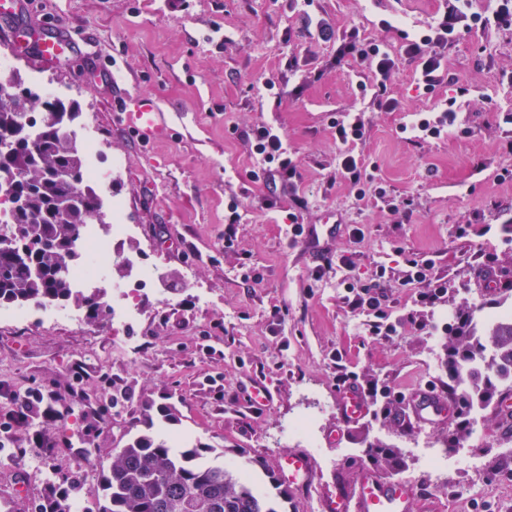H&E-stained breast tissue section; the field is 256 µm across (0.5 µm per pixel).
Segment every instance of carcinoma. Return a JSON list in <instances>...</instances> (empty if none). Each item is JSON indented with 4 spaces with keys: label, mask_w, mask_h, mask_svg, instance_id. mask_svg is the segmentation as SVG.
I'll use <instances>...</instances> for the list:
<instances>
[{
    "label": "carcinoma",
    "mask_w": 512,
    "mask_h": 512,
    "mask_svg": "<svg viewBox=\"0 0 512 512\" xmlns=\"http://www.w3.org/2000/svg\"><path fill=\"white\" fill-rule=\"evenodd\" d=\"M77 117L73 107L28 88L0 98V141L17 144L0 153V190L12 217L0 227V238L8 239L0 246V305L71 304L94 319L106 314L102 289L76 288L70 277V266L80 260L81 230L102 210L99 194L84 182L82 148L65 131ZM443 348L448 394L459 417L456 432L446 437L452 449L470 433L475 409L512 394V384L502 380L512 375V316L482 323L461 311ZM365 453L392 473L406 467L395 444L372 442ZM255 463L245 456L240 467L230 468L209 460L201 448L178 449L167 432L141 434L113 453L94 489L98 512H282L288 489L272 473L269 486H262L252 473Z\"/></svg>",
    "instance_id": "carcinoma-1"
}]
</instances>
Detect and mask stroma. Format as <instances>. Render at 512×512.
<instances>
[{
    "label": "stroma",
    "mask_w": 512,
    "mask_h": 512,
    "mask_svg": "<svg viewBox=\"0 0 512 512\" xmlns=\"http://www.w3.org/2000/svg\"><path fill=\"white\" fill-rule=\"evenodd\" d=\"M445 0H28L0 15V61L11 83L48 86L77 102L75 126L98 145L107 172L103 202L119 200L130 234L118 250L171 272L162 293L134 290L139 311L128 327L111 317L49 323L40 316L0 324V512H34L47 484L77 481L76 500L97 512L98 469L115 449L160 429L185 445L212 449L230 463L248 455L265 479L276 460L309 451L319 479L290 491L284 512H324L336 478L368 466L381 440L405 448L407 481L430 512H512V436L499 437L497 411L480 414L481 438L455 453L480 460V472L451 464L445 490L417 448L441 452L454 420L422 428L405 411L408 396L448 392L443 342L459 310L512 307V25L457 24L445 51L449 79L426 91L402 33L427 27ZM397 21L384 29L385 18ZM335 33L358 28L396 57L388 112L362 84L371 65L336 64ZM70 34L74 55L49 62L39 40ZM467 86L457 96L458 86ZM159 99L168 131L143 144L121 121L124 96ZM456 97L457 119L436 139L406 140L401 126L419 111ZM359 116L365 137L366 196L357 199L339 169L333 119ZM282 133L297 165L294 185L307 233L295 238L275 189L255 181L257 166L239 132ZM237 203V224L227 222ZM343 216L340 233L324 235ZM352 258V268L336 259ZM430 262L445 294L427 306L404 285L407 256ZM383 278H375L376 269ZM495 289H486L485 276ZM382 295L393 333L371 335L372 313L351 308L347 285ZM274 394L255 402L257 380ZM367 402L356 421L337 406L345 385ZM49 394L53 417L16 425L19 397ZM99 399L85 410L82 397ZM119 404H112V397ZM388 414H381L382 405ZM319 415L317 448L287 438L301 413Z\"/></svg>",
    "instance_id": "obj_1"
}]
</instances>
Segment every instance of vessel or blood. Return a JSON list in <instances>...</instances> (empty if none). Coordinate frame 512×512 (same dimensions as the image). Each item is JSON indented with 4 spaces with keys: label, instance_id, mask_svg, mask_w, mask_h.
<instances>
[{
    "label": "vessel or blood",
    "instance_id": "obj_1",
    "mask_svg": "<svg viewBox=\"0 0 512 512\" xmlns=\"http://www.w3.org/2000/svg\"><path fill=\"white\" fill-rule=\"evenodd\" d=\"M121 117L124 125L143 141H152L163 132L162 112L156 98L126 97ZM410 404L416 418L425 424L446 418L448 413L446 401L429 390L413 396ZM338 407L341 415L351 420L364 413L366 404L356 389L349 388L340 395ZM277 472L283 483L297 488L308 486L315 478L311 459L299 453L283 457L277 464ZM415 496L414 488L405 482L364 469L354 489L337 485L335 497L327 502V512H409Z\"/></svg>",
    "mask_w": 512,
    "mask_h": 512
}]
</instances>
